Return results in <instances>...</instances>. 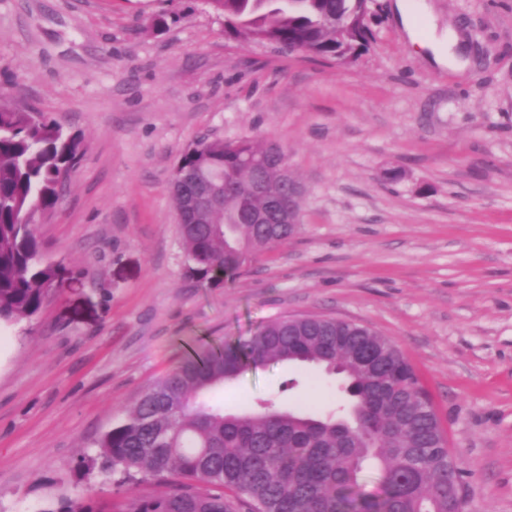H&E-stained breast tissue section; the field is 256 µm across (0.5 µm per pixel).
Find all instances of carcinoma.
<instances>
[{"label":"carcinoma","mask_w":512,"mask_h":512,"mask_svg":"<svg viewBox=\"0 0 512 512\" xmlns=\"http://www.w3.org/2000/svg\"><path fill=\"white\" fill-rule=\"evenodd\" d=\"M370 0H209L226 30L287 51L353 60L369 49ZM275 141L261 136L200 139L172 177L176 214L183 190L213 184L224 210L178 224L188 273L217 288L255 256L295 236L301 224H254L270 197L257 194L255 162ZM81 138L44 112L0 108V325L37 316L62 270L44 258L35 217L56 209ZM292 364L341 375L345 398L323 413L260 399L247 412L210 402L224 383L258 367ZM83 454L77 471H97L119 489L165 481L160 496L130 494L117 512H465L466 473L448 448L433 401L399 345L352 321L282 315L234 344L201 343L149 385L125 416ZM46 512H105L88 497Z\"/></svg>","instance_id":"obj_1"}]
</instances>
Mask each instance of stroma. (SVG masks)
<instances>
[{
  "label": "stroma",
  "mask_w": 512,
  "mask_h": 512,
  "mask_svg": "<svg viewBox=\"0 0 512 512\" xmlns=\"http://www.w3.org/2000/svg\"><path fill=\"white\" fill-rule=\"evenodd\" d=\"M372 0L369 50L341 64L227 37L207 0H0V98L80 135L38 234L63 280L0 328V512L89 490L74 467L189 347L284 314L351 320L398 343L469 471L466 512H512V0H405L411 40ZM459 38L451 69L420 46ZM269 137L303 184L300 232L221 288L186 273L170 177L196 140ZM298 380L267 366L216 392L242 411Z\"/></svg>",
  "instance_id": "stroma-1"
}]
</instances>
